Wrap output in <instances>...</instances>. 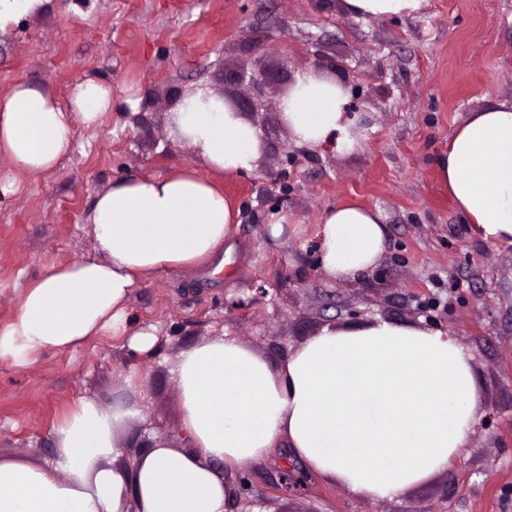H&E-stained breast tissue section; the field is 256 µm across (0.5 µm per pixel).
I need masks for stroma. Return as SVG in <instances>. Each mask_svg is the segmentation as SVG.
I'll return each mask as SVG.
<instances>
[{"label":"stroma","instance_id":"stroma-1","mask_svg":"<svg viewBox=\"0 0 512 512\" xmlns=\"http://www.w3.org/2000/svg\"><path fill=\"white\" fill-rule=\"evenodd\" d=\"M346 82L363 110L361 150L340 154L294 144L279 112L259 115L263 154L248 173L219 180L236 219L222 260L151 276L130 307L156 329L152 357L131 355L121 336L50 351L33 366L0 363V458L40 465L53 430L85 396L112 408L133 401L126 374L143 384L142 420L120 435L131 465L146 431L180 437L181 403L168 368L185 348L220 332L239 337L274 366L325 327L377 321L422 326L435 301L436 329L467 350L480 416L447 470L392 499L373 500L327 482L292 451L276 449L245 470L260 512H512V245L477 237L437 178L435 158L471 113L512 100V0H429L413 18H361L342 0H58L0 38V94L18 81L111 83L112 113L77 129L73 151L49 175L18 171L0 156V322L16 313L12 287L46 266L89 256L86 231L98 192L132 176H170L194 165L174 142L166 114L175 92L207 85L255 97L244 71L282 86L317 61ZM140 104L130 111L126 99ZM294 162H287V154ZM342 202L380 210L385 250L363 280L325 274L318 228ZM291 215L275 237L274 210ZM249 302L239 311L236 300ZM288 491L276 490L281 470Z\"/></svg>","mask_w":512,"mask_h":512}]
</instances>
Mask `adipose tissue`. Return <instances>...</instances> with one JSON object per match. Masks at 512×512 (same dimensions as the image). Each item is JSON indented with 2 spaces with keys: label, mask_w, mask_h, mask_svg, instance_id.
Here are the masks:
<instances>
[{
  "label": "adipose tissue",
  "mask_w": 512,
  "mask_h": 512,
  "mask_svg": "<svg viewBox=\"0 0 512 512\" xmlns=\"http://www.w3.org/2000/svg\"><path fill=\"white\" fill-rule=\"evenodd\" d=\"M428 2L343 0L349 13L373 18L416 16ZM347 102L339 82L308 70L279 107L297 145L348 154L364 133ZM111 111V83L93 76L76 80L64 103L48 86L16 82L0 95V156L22 172L52 173L77 128L99 127ZM167 129L206 175L129 177L98 193L87 223L93 256L51 265L17 289L16 314L0 323V361L29 367L109 331L150 356L156 337L131 313L133 289L220 253L235 214L212 177L252 170L264 150L256 128L204 85L176 101ZM436 170L476 235L512 244V101L472 113ZM317 238L327 274L362 280L385 247L382 216L340 204ZM169 372L182 444L156 437L132 466L119 464V433L138 406L78 398L54 428V460L0 459V512H226L235 475L281 442L322 479L391 499L447 469L476 419V380L458 341L389 321L324 328L275 368L239 337L211 336L181 351Z\"/></svg>",
  "instance_id": "1"
}]
</instances>
